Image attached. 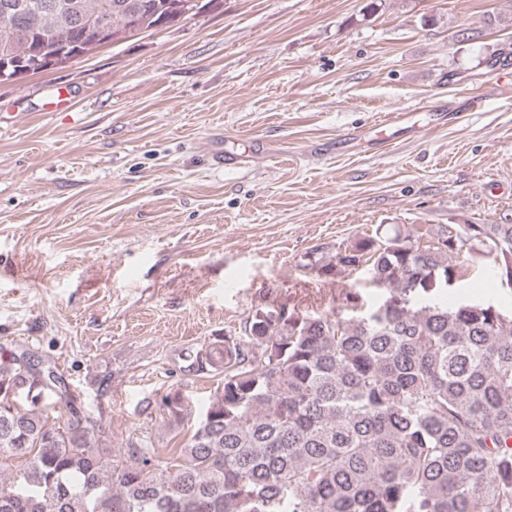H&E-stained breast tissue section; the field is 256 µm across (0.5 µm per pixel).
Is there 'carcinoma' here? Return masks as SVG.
<instances>
[{
    "mask_svg": "<svg viewBox=\"0 0 512 512\" xmlns=\"http://www.w3.org/2000/svg\"><path fill=\"white\" fill-rule=\"evenodd\" d=\"M0 15L8 70L39 73L101 46L76 12L160 30L171 0H14ZM482 255L512 278V224H451L433 240L399 231L336 251L322 276L366 267L387 292L347 319L259 309L187 371L224 367V387L166 461L130 448L112 463L105 428L27 349L0 363V512H512V314L433 299ZM44 369H39V366ZM68 401L70 418L42 409Z\"/></svg>",
    "mask_w": 512,
    "mask_h": 512,
    "instance_id": "cac0c4a2",
    "label": "carcinoma"
}]
</instances>
